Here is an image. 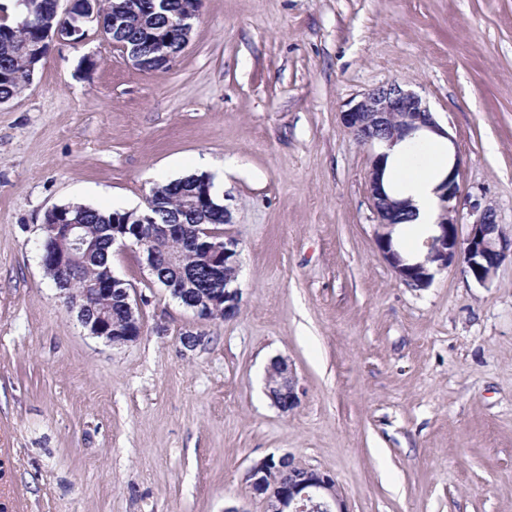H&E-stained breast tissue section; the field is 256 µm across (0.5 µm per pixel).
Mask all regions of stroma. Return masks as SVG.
<instances>
[{
  "instance_id": "stroma-1",
  "label": "stroma",
  "mask_w": 512,
  "mask_h": 512,
  "mask_svg": "<svg viewBox=\"0 0 512 512\" xmlns=\"http://www.w3.org/2000/svg\"><path fill=\"white\" fill-rule=\"evenodd\" d=\"M390 81L454 140L458 223L480 203L512 234V0H200L153 73L93 28L51 44L0 104V512H264L246 473L284 454L349 512H512V259L483 285L459 263L396 279L341 120ZM200 173L239 242L234 317L196 318L116 249L142 333L88 336L41 266L45 212L140 210ZM275 373L277 380L272 374ZM296 378L288 359L277 356L269 363L267 370L268 394L273 404L281 411L292 410L298 404Z\"/></svg>"
}]
</instances>
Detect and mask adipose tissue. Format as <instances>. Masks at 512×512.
<instances>
[{"instance_id": "1", "label": "adipose tissue", "mask_w": 512, "mask_h": 512, "mask_svg": "<svg viewBox=\"0 0 512 512\" xmlns=\"http://www.w3.org/2000/svg\"><path fill=\"white\" fill-rule=\"evenodd\" d=\"M428 163L412 160V146L399 142L389 147L385 175L398 179V191L411 198L414 215L409 227L415 237H425L437 221L439 198L436 188L448 171V141L435 134L424 143Z\"/></svg>"}]
</instances>
